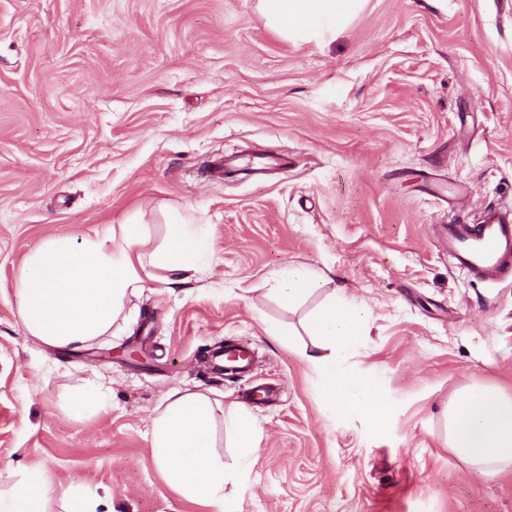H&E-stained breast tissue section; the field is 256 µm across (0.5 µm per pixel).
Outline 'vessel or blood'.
I'll list each match as a JSON object with an SVG mask.
<instances>
[{"label":"vessel or blood","mask_w":512,"mask_h":512,"mask_svg":"<svg viewBox=\"0 0 512 512\" xmlns=\"http://www.w3.org/2000/svg\"><path fill=\"white\" fill-rule=\"evenodd\" d=\"M441 247L470 277L500 280L512 274V213L491 209L478 223L446 225Z\"/></svg>","instance_id":"1"}]
</instances>
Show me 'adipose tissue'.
<instances>
[{
	"instance_id": "1",
	"label": "adipose tissue",
	"mask_w": 512,
	"mask_h": 512,
	"mask_svg": "<svg viewBox=\"0 0 512 512\" xmlns=\"http://www.w3.org/2000/svg\"><path fill=\"white\" fill-rule=\"evenodd\" d=\"M359 0H263L268 19L283 29L330 28L350 15ZM150 237L141 217L120 231L106 229L73 243L53 235L24 262L16 282L23 328L35 342L56 349L80 350L125 320L129 297L143 288L139 265L185 270L206 256L204 226L178 216L168 221L162 247L143 253ZM323 282L306 266L291 265L277 275L276 292L288 306L301 302ZM365 309L337 289L314 313L308 332L317 349L304 359L317 375L316 393L332 413L366 416L376 430L387 424V405L376 382L348 371L344 363L355 347ZM218 400L186 389H171L151 420V463L166 485L182 498L205 504L211 512H236L230 492L238 471L247 467L259 428L239 406L217 417ZM224 425L238 466L230 470L216 450V427ZM449 448L471 470L512 471V389L495 382L465 386L444 414ZM62 512H108V497L70 485L56 488L38 469L18 471L0 490V512H49L52 501Z\"/></svg>"
}]
</instances>
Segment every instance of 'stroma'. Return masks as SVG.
Segmentation results:
<instances>
[{"instance_id": "35a3bbf8", "label": "stroma", "mask_w": 512, "mask_h": 512, "mask_svg": "<svg viewBox=\"0 0 512 512\" xmlns=\"http://www.w3.org/2000/svg\"><path fill=\"white\" fill-rule=\"evenodd\" d=\"M252 152L288 168L245 175ZM488 209L512 211V0H366L304 35L260 0H0V484L39 468L115 512H208L147 463L180 387L260 427L238 512H512V475L468 470L443 425L465 385L512 388V276L473 281L438 240ZM169 211L205 225L206 265L146 267L128 322L87 348L26 336L14 285L46 237L138 213L157 245ZM289 265L326 280L294 310L274 293ZM337 288L367 308L346 366L377 380L381 431L332 415L299 354ZM226 342L250 372L212 369ZM86 384L108 408L71 418Z\"/></svg>"}]
</instances>
